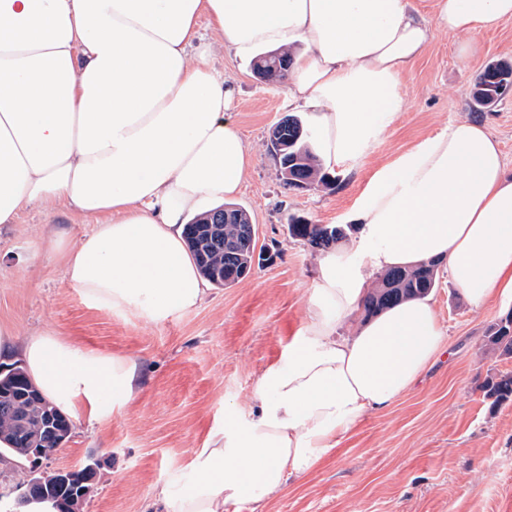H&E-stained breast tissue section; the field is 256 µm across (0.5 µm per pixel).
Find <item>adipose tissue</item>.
<instances>
[{
    "label": "adipose tissue",
    "mask_w": 512,
    "mask_h": 512,
    "mask_svg": "<svg viewBox=\"0 0 512 512\" xmlns=\"http://www.w3.org/2000/svg\"><path fill=\"white\" fill-rule=\"evenodd\" d=\"M248 61L292 53L289 97L308 112L324 168L357 162L400 114L401 77L437 31L476 35L512 0H0V224L47 201L97 217L64 253L91 306L163 323L207 288L184 226L238 195L251 151L228 118L234 90L206 52L200 15ZM357 237L320 257L308 322L280 362L195 449L185 488L160 478L161 512H227L309 473L368 411L399 401L444 344L429 298L336 332L372 272L438 260L472 306L512 297V178L499 144L457 120L378 169L351 217ZM64 413L121 408L139 392L129 357L81 352L52 333L0 337Z\"/></svg>",
    "instance_id": "obj_1"
}]
</instances>
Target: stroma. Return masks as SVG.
Segmentation results:
<instances>
[{"mask_svg": "<svg viewBox=\"0 0 512 512\" xmlns=\"http://www.w3.org/2000/svg\"><path fill=\"white\" fill-rule=\"evenodd\" d=\"M197 29L211 45V65L229 79L228 118L249 145L252 165L236 205L257 228V263L230 288L210 287L195 311L159 325L86 304L63 278V256L43 248L60 235L76 245L93 226L50 204L17 223L0 224V329L28 336L49 330L83 351L132 356L141 389L121 412L72 419L66 444L40 468L99 461L84 512H143L159 477L192 481L194 449L233 405L247 404L261 372L278 362L305 327L318 251L288 232L290 217L344 224L374 172L448 122L484 124L512 174V90L479 109L473 86L492 63L512 65V20L478 35L480 52L462 58L464 34L437 32L401 83L400 116L331 186H286L267 150L273 126L300 114L286 81L265 83L251 64L225 56L207 18ZM449 349L397 403L363 415L306 476L239 512H512V401L493 405L487 380L512 374V357L492 350L491 330L512 300L476 308L460 297L445 268L429 295Z\"/></svg>", "mask_w": 512, "mask_h": 512, "instance_id": "obj_1", "label": "stroma"}]
</instances>
